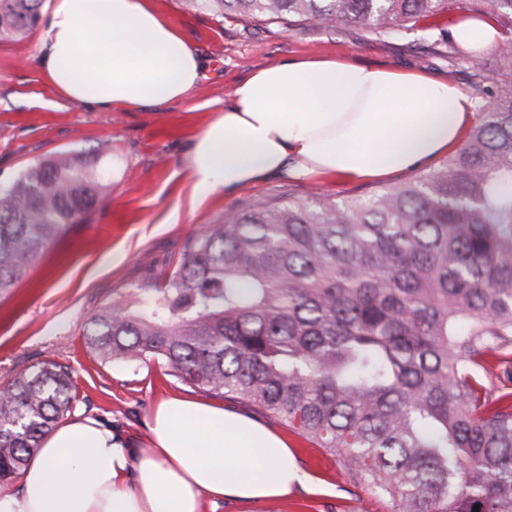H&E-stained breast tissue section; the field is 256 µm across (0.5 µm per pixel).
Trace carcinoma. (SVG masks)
<instances>
[{"label":"carcinoma","mask_w":512,"mask_h":512,"mask_svg":"<svg viewBox=\"0 0 512 512\" xmlns=\"http://www.w3.org/2000/svg\"><path fill=\"white\" fill-rule=\"evenodd\" d=\"M42 2L0 0V40L33 31ZM190 4L368 35L448 9L491 16L512 74V0ZM109 188L97 161L68 153L0 183V298ZM83 336L103 363L162 359L287 423L394 512H512V80L437 169L341 204L230 212L187 239L162 287L119 296ZM78 399L56 363L0 386V483Z\"/></svg>","instance_id":"carcinoma-1"}]
</instances>
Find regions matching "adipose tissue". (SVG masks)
I'll return each mask as SVG.
<instances>
[{"mask_svg":"<svg viewBox=\"0 0 512 512\" xmlns=\"http://www.w3.org/2000/svg\"><path fill=\"white\" fill-rule=\"evenodd\" d=\"M37 56L64 99L105 112L187 100L202 79L197 50L149 0H54ZM475 111L466 91L424 70L272 62L235 85L186 170L199 202L281 172L387 180L457 148ZM152 420L134 448L98 418L71 415L17 487H0V512H202L207 498H279L306 478L287 442L246 415L172 397Z\"/></svg>","mask_w":512,"mask_h":512,"instance_id":"ef3b65f1","label":"adipose tissue"}]
</instances>
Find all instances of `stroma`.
<instances>
[{"label": "stroma", "mask_w": 512, "mask_h": 512, "mask_svg": "<svg viewBox=\"0 0 512 512\" xmlns=\"http://www.w3.org/2000/svg\"><path fill=\"white\" fill-rule=\"evenodd\" d=\"M199 52L203 78L182 103L148 110L101 112L62 100L35 57L38 32L0 42V183L26 165L65 153L93 155L100 141L111 153L101 165L111 188L86 223L74 225L38 260L10 295L0 299V384L31 365L68 369L79 390L78 411L119 428L133 444L150 435V410L160 399L206 400V393L172 376L160 360L98 361L82 336L90 315L119 294L162 282L200 225L256 200L343 201L380 189L377 181L341 174L297 180L287 174L226 190L196 202L185 168L194 139L223 110L235 84L265 64L314 55H342L359 65L416 68L448 80L483 105L496 92L500 64L492 51L470 52L450 40L459 15L448 11L362 37L358 30L291 29L242 17H222L186 0H150ZM225 409L254 415L288 442L306 484L288 496L244 503L227 497L204 512H392L389 499L351 482L338 457L279 420L253 413L235 399Z\"/></svg>", "instance_id": "stroma-1"}]
</instances>
